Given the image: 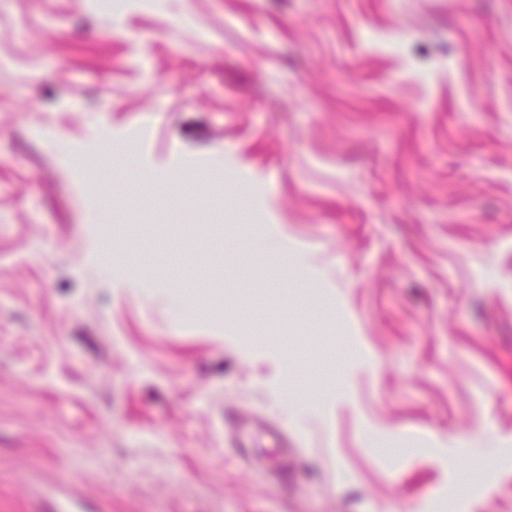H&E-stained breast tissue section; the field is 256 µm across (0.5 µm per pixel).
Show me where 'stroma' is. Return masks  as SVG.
Segmentation results:
<instances>
[{
  "label": "stroma",
  "mask_w": 512,
  "mask_h": 512,
  "mask_svg": "<svg viewBox=\"0 0 512 512\" xmlns=\"http://www.w3.org/2000/svg\"><path fill=\"white\" fill-rule=\"evenodd\" d=\"M61 501L512 512V0H0V512Z\"/></svg>",
  "instance_id": "stroma-1"
}]
</instances>
